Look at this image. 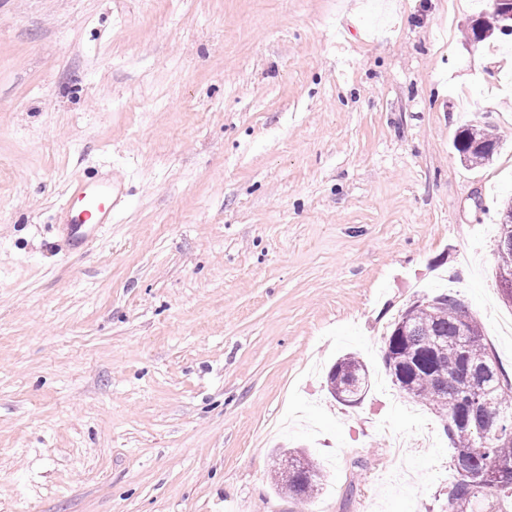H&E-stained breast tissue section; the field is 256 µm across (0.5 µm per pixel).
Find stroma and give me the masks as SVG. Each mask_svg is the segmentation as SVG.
<instances>
[{
    "label": "stroma",
    "mask_w": 512,
    "mask_h": 512,
    "mask_svg": "<svg viewBox=\"0 0 512 512\" xmlns=\"http://www.w3.org/2000/svg\"><path fill=\"white\" fill-rule=\"evenodd\" d=\"M472 0H0V512H448L383 365L452 292L512 375L496 278L512 40ZM463 127L495 134L461 161ZM129 196L72 251L73 182ZM356 353L357 406L326 374ZM325 485L303 505L277 448ZM498 145L491 135L473 128L461 131L455 140V149L464 160L480 164L489 161Z\"/></svg>",
    "instance_id": "stroma-1"
}]
</instances>
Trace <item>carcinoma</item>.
<instances>
[{
    "label": "carcinoma",
    "instance_id": "obj_1",
    "mask_svg": "<svg viewBox=\"0 0 512 512\" xmlns=\"http://www.w3.org/2000/svg\"><path fill=\"white\" fill-rule=\"evenodd\" d=\"M497 145L473 128L455 140L460 156L475 164L492 158ZM497 254V272L512 273V237L498 235ZM384 363L401 391L444 418L454 471L450 512H506V502H512V378L484 343L469 307L451 294L409 305L384 337ZM327 384L332 397L342 396L353 406L369 388L368 368L348 354L331 367ZM476 384L484 386L489 401L478 427L470 424L468 409ZM481 444L486 452H470ZM281 466L276 484L291 498L308 502L323 489V472L312 459L305 468L291 462ZM490 468L498 477L476 483L475 476Z\"/></svg>",
    "mask_w": 512,
    "mask_h": 512
}]
</instances>
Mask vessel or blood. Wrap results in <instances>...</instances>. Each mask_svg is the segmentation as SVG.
Returning a JSON list of instances; mask_svg holds the SVG:
<instances>
[{"label":"vessel or blood","mask_w":512,"mask_h":512,"mask_svg":"<svg viewBox=\"0 0 512 512\" xmlns=\"http://www.w3.org/2000/svg\"><path fill=\"white\" fill-rule=\"evenodd\" d=\"M125 203L124 181L114 172L103 173L97 180L80 181L69 189L62 212L74 243L102 236L112 217Z\"/></svg>","instance_id":"vessel-or-blood-1"}]
</instances>
